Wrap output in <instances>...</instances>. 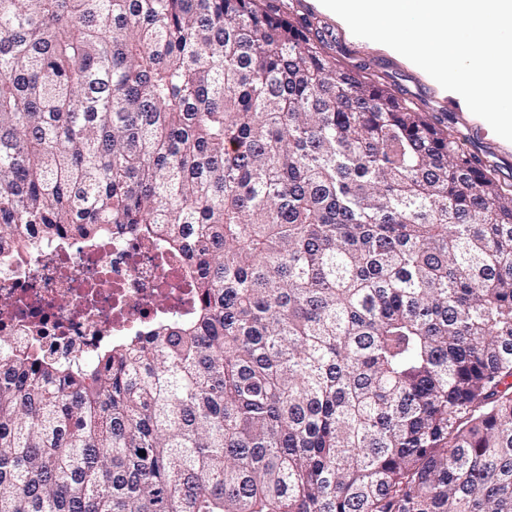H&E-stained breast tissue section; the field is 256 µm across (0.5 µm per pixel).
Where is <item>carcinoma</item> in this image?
Wrapping results in <instances>:
<instances>
[{"label": "carcinoma", "instance_id": "cac0c4a2", "mask_svg": "<svg viewBox=\"0 0 512 512\" xmlns=\"http://www.w3.org/2000/svg\"><path fill=\"white\" fill-rule=\"evenodd\" d=\"M129 231L188 315L0 353V512H512V185L266 0H0V253Z\"/></svg>", "mask_w": 512, "mask_h": 512}]
</instances>
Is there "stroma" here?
<instances>
[{"label": "stroma", "mask_w": 512, "mask_h": 512, "mask_svg": "<svg viewBox=\"0 0 512 512\" xmlns=\"http://www.w3.org/2000/svg\"><path fill=\"white\" fill-rule=\"evenodd\" d=\"M283 14L308 18L325 34L329 52L352 65L368 64L372 73L402 90L414 108L434 120L449 122L468 152L479 155L500 182L512 183V146L503 144L457 93L443 89L383 44L356 37L318 8L316 0H270Z\"/></svg>", "instance_id": "35a3bbf8"}]
</instances>
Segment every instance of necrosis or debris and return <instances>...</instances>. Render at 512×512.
<instances>
[{"label": "necrosis or debris", "instance_id": "necrosis-or-debris-1", "mask_svg": "<svg viewBox=\"0 0 512 512\" xmlns=\"http://www.w3.org/2000/svg\"><path fill=\"white\" fill-rule=\"evenodd\" d=\"M193 302L179 263L133 236L87 248L51 245L37 255L0 254V335L10 353L90 360L159 313Z\"/></svg>", "mask_w": 512, "mask_h": 512}]
</instances>
